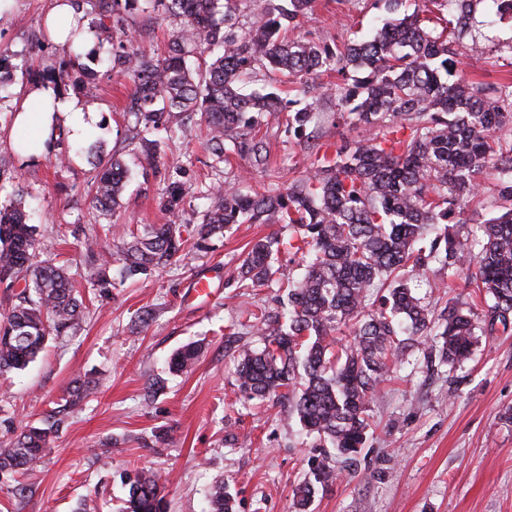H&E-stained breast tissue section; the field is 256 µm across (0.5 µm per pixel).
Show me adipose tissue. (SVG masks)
Instances as JSON below:
<instances>
[{
	"mask_svg": "<svg viewBox=\"0 0 512 512\" xmlns=\"http://www.w3.org/2000/svg\"><path fill=\"white\" fill-rule=\"evenodd\" d=\"M16 125L28 133L27 144L19 145L23 157L39 159L45 153V141L57 125L67 126L72 135L83 137L96 121L95 112L86 108L79 97L57 98L42 87L24 90L16 109Z\"/></svg>",
	"mask_w": 512,
	"mask_h": 512,
	"instance_id": "adipose-tissue-1",
	"label": "adipose tissue"
}]
</instances>
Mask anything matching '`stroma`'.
<instances>
[{
    "label": "stroma",
    "instance_id": "stroma-1",
    "mask_svg": "<svg viewBox=\"0 0 512 512\" xmlns=\"http://www.w3.org/2000/svg\"><path fill=\"white\" fill-rule=\"evenodd\" d=\"M51 0H12L11 21L0 27V53L11 56L12 91L57 67L67 52L52 42L42 19ZM374 11L369 0H315L302 23L310 37L330 44L359 36ZM126 22L135 32L133 47L164 54L180 22L136 10ZM474 35L480 56H462L468 81L493 85L512 79V18L497 15L492 0H481ZM132 83L100 81L98 120L94 125L104 152L119 148L132 177L124 204L114 215L96 211L85 193L89 166L84 156L58 167L49 158H23L14 148L20 135L15 117L0 112V157L9 162L7 188L31 193L41 258L67 266L87 307L76 333L50 340L25 370L0 377V444L32 421L48 419L71 380L84 382L87 397L66 413L44 462L22 476L24 492L13 481L0 482V512H75L86 496L99 512H118L126 490L120 476L144 469L165 478L168 512H204L211 486L224 484L236 512H293L294 491L324 450L296 418L273 402L243 396L237 386V355L224 329L236 327L243 342L261 339L251 312L274 306L284 285L300 277L304 258L281 250L265 285L242 289L237 269L251 245L275 234L288 239L284 224H234L207 251L151 274L125 281L101 295L84 279V242L96 237L102 251L119 240L108 224L136 230L162 224L166 215L154 191L141 188L142 164L125 147L124 115ZM206 130L193 127L184 137L162 141L165 161L185 166L187 178L206 181L211 159L203 148ZM270 164L281 182L304 170L303 147L285 136L269 137ZM446 271L431 263L417 288L434 311L448 301L483 313L466 274L442 288ZM207 279L210 298L193 288ZM154 310L151 325L132 331L137 310ZM191 342L202 345L194 366L170 371L172 354ZM512 329L480 324L473 355L456 368L416 351L394 365L373 397L370 429L355 464L326 490L310 512H512Z\"/></svg>",
    "mask_w": 512,
    "mask_h": 512
}]
</instances>
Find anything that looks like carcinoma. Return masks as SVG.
<instances>
[{"label":"carcinoma","mask_w":512,"mask_h":512,"mask_svg":"<svg viewBox=\"0 0 512 512\" xmlns=\"http://www.w3.org/2000/svg\"><path fill=\"white\" fill-rule=\"evenodd\" d=\"M144 1L180 20L181 29L160 58L132 48L124 15ZM391 20L367 39L338 45L302 32L314 0H280L265 9L252 0H71L77 11L91 6L96 38L111 44L97 59L105 75L130 78L126 114L131 139L143 156L144 184H159L156 198L169 216L147 224L120 251L103 257L88 239L87 281L107 294L112 263L121 277L134 278L183 257L186 203L206 195L211 205L197 234L202 240L230 224H286L288 247L307 255L302 277L288 285V310L254 315L263 336L260 349L238 353L240 388L248 399L285 400L309 432L326 438L336 456L351 465L364 447L370 400L392 365L412 349L426 347L454 368L467 360L476 336L474 313L450 303L439 316L414 291L429 263L448 270V283L469 273L470 284L491 299L488 324H512V81L483 87L467 81L459 68V48L481 53L472 40L474 6L481 0H421L411 14L403 0H372ZM442 29H430V15ZM72 56L42 77L61 94L81 91L84 104L97 98L99 74ZM8 57L0 55V101L10 97ZM300 95L319 89L324 73L336 76L326 88L336 100L332 124L356 131L336 143H317L308 132L313 107L275 92H240L239 84L257 69ZM277 121L304 148H313L309 167L284 185L269 166L261 125ZM205 124V150L214 175L236 155L261 174V189L247 192L230 181L207 190L170 168L153 138L162 129L174 140L191 125ZM96 145L65 143L63 129L51 131L48 157L59 164L73 150L94 157L87 183L98 211L107 215L124 204L129 171L121 155L94 154ZM497 173L501 213L464 234L457 216L483 202L485 175ZM443 231L426 250L418 243L430 227ZM276 236L257 240L238 268L243 288L269 281L271 261L280 251ZM36 226L29 223L24 195L0 201V283L12 289L8 314L0 317V375L26 368L52 336H64L84 318L74 278L61 266L37 260ZM198 348L188 345L171 361L191 367ZM64 423L29 426L0 446V479H13L44 456L50 435ZM338 477L325 456L311 478L295 491L294 508L306 512L316 491ZM128 488L121 512H167L165 484L141 470L125 475ZM208 512H233L220 483L208 496Z\"/></svg>","instance_id":"obj_1"}]
</instances>
